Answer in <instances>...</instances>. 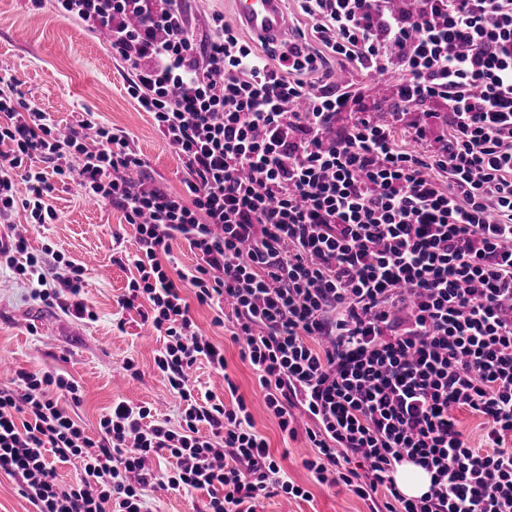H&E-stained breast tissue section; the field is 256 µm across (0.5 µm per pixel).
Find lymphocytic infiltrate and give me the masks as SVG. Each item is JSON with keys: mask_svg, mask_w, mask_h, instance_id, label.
Returning a JSON list of instances; mask_svg holds the SVG:
<instances>
[{"mask_svg": "<svg viewBox=\"0 0 512 512\" xmlns=\"http://www.w3.org/2000/svg\"><path fill=\"white\" fill-rule=\"evenodd\" d=\"M31 2L108 30L130 96L185 167L178 192L128 181L147 165L128 136L82 120L60 137L15 78L0 79V268L32 300L96 321L85 267L30 252L12 215L55 223V177L121 209L136 250L116 259L134 269L120 304L143 307L179 399L174 420L115 402L92 436L68 409L81 401L73 379L20 370L1 383L0 471L33 512H152L154 484L206 492L208 512L310 499L235 384L225 400L190 384L199 361L226 372L194 302L228 325L280 430L296 436V410L308 416L303 465L319 483L370 512H512V0H299L331 53L403 72L393 99L411 118L410 152L305 42L273 55L219 15L197 34L190 0ZM425 102L441 107V135ZM349 109L354 123L337 129ZM177 240L197 262L174 272ZM458 408L481 417L479 445ZM73 458L79 477L59 481L54 460ZM406 462L431 475L422 496L395 481Z\"/></svg>", "mask_w": 512, "mask_h": 512, "instance_id": "f902f5d3", "label": "lymphocytic infiltrate"}]
</instances>
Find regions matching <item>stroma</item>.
Here are the masks:
<instances>
[{"mask_svg":"<svg viewBox=\"0 0 512 512\" xmlns=\"http://www.w3.org/2000/svg\"><path fill=\"white\" fill-rule=\"evenodd\" d=\"M329 68L347 72L359 101L389 123L399 148L417 150L412 129L394 121L391 112L377 109L369 73L341 58H329ZM14 76L23 99L33 100L61 125L80 120L107 125L127 133L148 162L147 183L181 190L184 166L154 125L127 93L128 75L85 26L56 16L51 8H34L30 0H0V75ZM50 202L59 219L54 224H25L30 250L50 248L87 269L86 300L96 312L87 325L33 301L10 271L0 272V361L10 369L42 368L68 373L81 387L83 399L75 412L88 430L113 402L143 403L159 415L176 418L179 401L158 371L155 357L162 342L144 339L145 322L137 311L122 309L119 300L131 278V266L113 263L118 252L134 251L129 224L121 210L87 199L75 181H54ZM191 314L202 332L223 346L227 371L250 405L256 431L278 456L296 484L307 488L311 500L273 495L261 512H369L366 502L339 486L319 484L302 460L309 453L304 434L285 436L266 410L256 376L224 328L214 326L212 309L192 305ZM134 360L137 376L125 369Z\"/></svg>","mask_w":512,"mask_h":512,"instance_id":"obj_1","label":"stroma"}]
</instances>
